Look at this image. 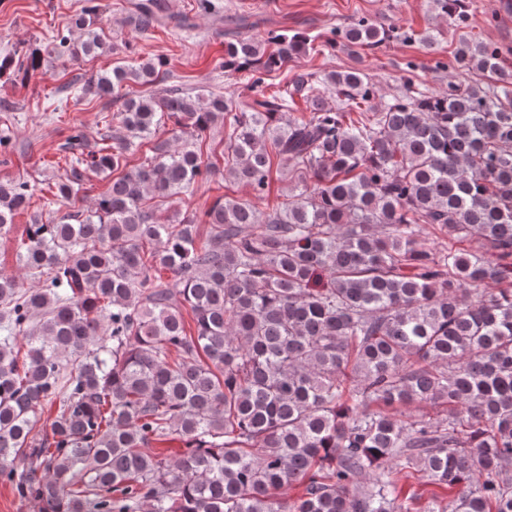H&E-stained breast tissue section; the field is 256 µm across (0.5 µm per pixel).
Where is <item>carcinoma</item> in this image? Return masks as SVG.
I'll return each instance as SVG.
<instances>
[{
    "label": "carcinoma",
    "mask_w": 512,
    "mask_h": 512,
    "mask_svg": "<svg viewBox=\"0 0 512 512\" xmlns=\"http://www.w3.org/2000/svg\"><path fill=\"white\" fill-rule=\"evenodd\" d=\"M467 2L432 0L455 19ZM102 10L86 0L77 40L4 57L0 78L112 50ZM163 20L144 0L132 22ZM338 35L354 53L390 38L366 18ZM309 43L237 38L223 66L258 85ZM437 65L490 83L406 84L376 109L359 69L322 92L300 75L234 112L220 95H119L156 81L152 60L88 78L83 94L122 99L118 129L88 152L73 130L55 196L76 200L91 173L108 188L58 221L32 216L16 262L42 287L0 276V482L38 512H512V70L470 40ZM297 97L308 114L284 118ZM226 118V174L259 197L277 160L312 184L269 214L218 196L202 238L195 215L163 220L149 201L216 175L194 144ZM145 140L150 154L112 177ZM35 191L0 181V236ZM424 224L459 246H424ZM474 239L482 251L460 247ZM420 405L440 411H401ZM171 437L180 454L149 451Z\"/></svg>",
    "instance_id": "obj_1"
}]
</instances>
